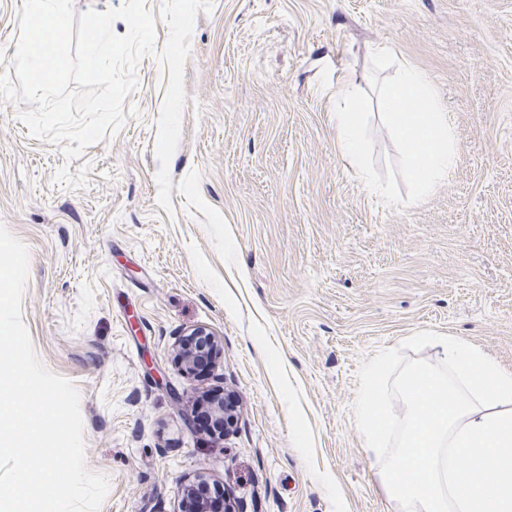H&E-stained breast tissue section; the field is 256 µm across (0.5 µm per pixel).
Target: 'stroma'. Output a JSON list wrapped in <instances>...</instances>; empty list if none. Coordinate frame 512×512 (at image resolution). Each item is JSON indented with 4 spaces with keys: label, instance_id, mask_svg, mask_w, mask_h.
Segmentation results:
<instances>
[{
    "label": "stroma",
    "instance_id": "obj_1",
    "mask_svg": "<svg viewBox=\"0 0 512 512\" xmlns=\"http://www.w3.org/2000/svg\"><path fill=\"white\" fill-rule=\"evenodd\" d=\"M425 73L456 166L391 205L343 158L336 88L369 87L375 47ZM126 116L65 162L0 104V224L29 251L22 320L74 383L100 512H180L205 474L232 512H401L355 423L358 373L423 330L512 370V0H213L198 13L186 104L158 206L156 119L169 70L146 57ZM87 167L85 185L53 180ZM221 356L197 381L175 343ZM234 399L218 439L200 387ZM197 337V339H202L204 341V345L201 348H197L195 342L191 345L187 344V340L189 338ZM211 349V353L215 356L217 352V344L215 336L208 331L205 327H197L191 330V332L184 337V339L179 344V354L182 360V364L189 369L193 366L194 361L197 359L202 352L208 353V350ZM222 396L219 394L211 395L203 393L194 401V406L198 410L200 417V425L203 431L209 435L221 436L224 432V420H213L209 415L210 405L220 399Z\"/></svg>",
    "mask_w": 512,
    "mask_h": 512
}]
</instances>
